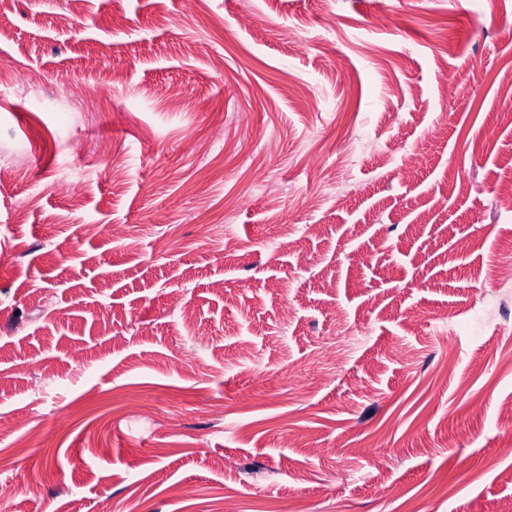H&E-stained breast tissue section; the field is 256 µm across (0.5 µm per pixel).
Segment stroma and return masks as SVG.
<instances>
[{
	"label": "stroma",
	"instance_id": "1",
	"mask_svg": "<svg viewBox=\"0 0 512 512\" xmlns=\"http://www.w3.org/2000/svg\"><path fill=\"white\" fill-rule=\"evenodd\" d=\"M1 6L0 512L512 500V0Z\"/></svg>",
	"mask_w": 512,
	"mask_h": 512
}]
</instances>
